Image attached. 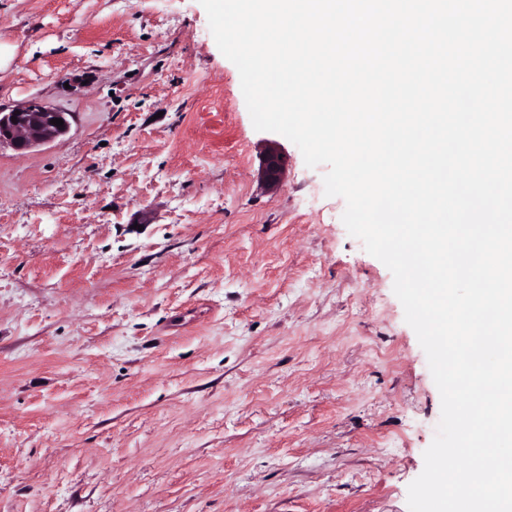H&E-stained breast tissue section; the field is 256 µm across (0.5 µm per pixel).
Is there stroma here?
Instances as JSON below:
<instances>
[{"mask_svg": "<svg viewBox=\"0 0 512 512\" xmlns=\"http://www.w3.org/2000/svg\"><path fill=\"white\" fill-rule=\"evenodd\" d=\"M0 43V109L70 121L0 147V512H408L427 356L199 0H0ZM19 111V114H16ZM67 113L38 100H32L9 112L0 111V146L8 144L15 151L24 153L64 135L70 123ZM16 117V123L12 122ZM52 119H62L64 125L57 127ZM263 178L271 187L280 184L283 174V156L276 142H268L264 151Z\"/></svg>", "mask_w": 512, "mask_h": 512, "instance_id": "1", "label": "stroma"}]
</instances>
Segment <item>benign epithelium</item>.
<instances>
[{
	"instance_id": "7a95c632",
	"label": "benign epithelium",
	"mask_w": 512,
	"mask_h": 512,
	"mask_svg": "<svg viewBox=\"0 0 512 512\" xmlns=\"http://www.w3.org/2000/svg\"><path fill=\"white\" fill-rule=\"evenodd\" d=\"M52 119H61L64 125L58 127ZM70 127L67 113L38 100H32L17 109L0 111V146L7 144L24 153L34 147L46 144L64 135ZM283 174V156L275 142H268L264 151L263 178L276 187Z\"/></svg>"
}]
</instances>
